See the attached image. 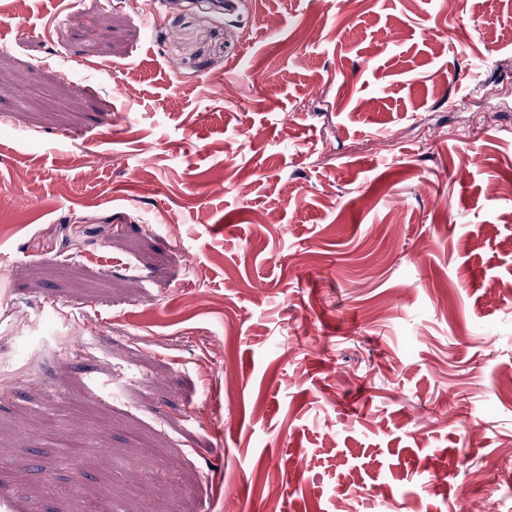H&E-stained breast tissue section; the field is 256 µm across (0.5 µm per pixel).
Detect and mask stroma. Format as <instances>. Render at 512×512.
Instances as JSON below:
<instances>
[{"label": "stroma", "mask_w": 512, "mask_h": 512, "mask_svg": "<svg viewBox=\"0 0 512 512\" xmlns=\"http://www.w3.org/2000/svg\"><path fill=\"white\" fill-rule=\"evenodd\" d=\"M510 62L512 0H0V512H512Z\"/></svg>", "instance_id": "1"}]
</instances>
